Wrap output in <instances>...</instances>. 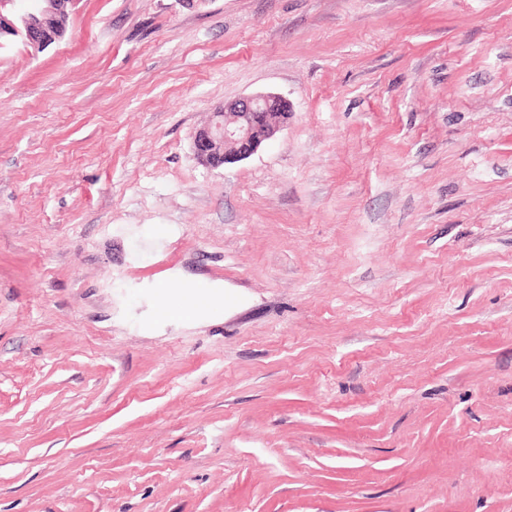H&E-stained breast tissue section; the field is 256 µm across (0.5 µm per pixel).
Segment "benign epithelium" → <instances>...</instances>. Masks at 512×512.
Wrapping results in <instances>:
<instances>
[{
	"mask_svg": "<svg viewBox=\"0 0 512 512\" xmlns=\"http://www.w3.org/2000/svg\"><path fill=\"white\" fill-rule=\"evenodd\" d=\"M64 0H39L35 11L23 15L12 8V0H0V49L21 43L35 50L43 49L60 39V30L54 29L41 17L64 10ZM288 108L283 97L267 93L242 97L212 113L211 122L198 129L192 137V148L198 161L209 168L217 167V160L235 163L249 158L261 145L272 139L283 127L288 114L278 120L262 111L269 103Z\"/></svg>",
	"mask_w": 512,
	"mask_h": 512,
	"instance_id": "7a95c632",
	"label": "benign epithelium"
}]
</instances>
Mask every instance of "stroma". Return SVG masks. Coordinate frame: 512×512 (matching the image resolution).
Masks as SVG:
<instances>
[{
    "instance_id": "1",
    "label": "stroma",
    "mask_w": 512,
    "mask_h": 512,
    "mask_svg": "<svg viewBox=\"0 0 512 512\" xmlns=\"http://www.w3.org/2000/svg\"><path fill=\"white\" fill-rule=\"evenodd\" d=\"M257 92L287 126L201 165ZM0 512H512V0H76L1 50ZM273 102L267 107V105ZM283 97L267 93L248 95L224 106V111L213 112L211 122L198 129L192 137V148L198 161L209 168H218L217 159L224 165L249 158L261 145L272 139L283 127L288 112ZM267 107L266 112H261ZM276 112L284 113L279 120H272Z\"/></svg>"
}]
</instances>
